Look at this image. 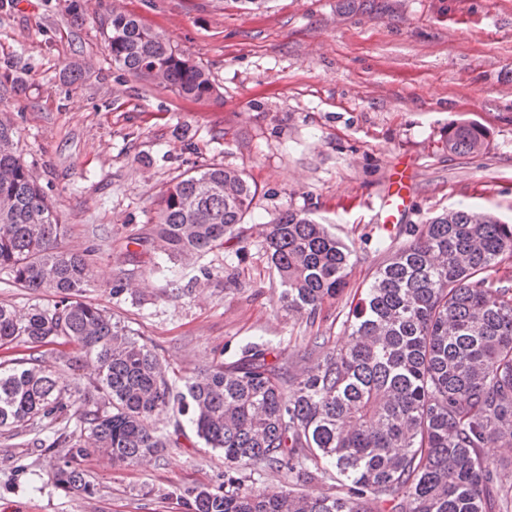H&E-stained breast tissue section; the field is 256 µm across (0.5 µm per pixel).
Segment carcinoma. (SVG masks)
<instances>
[{
  "label": "carcinoma",
  "instance_id": "cac0c4a2",
  "mask_svg": "<svg viewBox=\"0 0 512 512\" xmlns=\"http://www.w3.org/2000/svg\"><path fill=\"white\" fill-rule=\"evenodd\" d=\"M106 43L112 62L135 78L194 100H219L203 63L136 16L112 7ZM487 132L448 129V152L474 154ZM20 135L0 119V272L17 288L52 299L27 309L0 302V435L45 431L30 443L65 448L48 480L68 492L89 484L77 459L143 463L186 435L155 426L163 413L186 418L197 439L224 453V491L183 490L189 512H508L512 469L484 448L512 446V288L487 272L512 264V224L451 209L406 230L352 308L351 340L328 347L293 372L250 344L175 386L167 364L112 314L84 300L95 285L90 252L64 245L68 225L19 151ZM257 185L222 163L186 171L156 201L146 241L161 254L153 272L171 280L237 240ZM265 252L288 309L315 319L347 287L351 250L305 212L265 225ZM72 346L61 368L42 348ZM92 377L82 383L83 371ZM78 394L80 405L69 409ZM276 472L288 488L255 489ZM333 482L336 493L300 487Z\"/></svg>",
  "mask_w": 512,
  "mask_h": 512
}]
</instances>
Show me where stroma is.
<instances>
[{
  "mask_svg": "<svg viewBox=\"0 0 512 512\" xmlns=\"http://www.w3.org/2000/svg\"><path fill=\"white\" fill-rule=\"evenodd\" d=\"M122 9L207 66L222 99L192 100L113 64L98 0H0V113L69 226L91 249L87 301L153 346L175 378L238 358L248 343L301 365L317 343L344 345L355 289L383 260L377 203L391 164L414 177L406 221L468 208L512 224V0H119ZM475 123L481 152L448 151V129ZM211 163L258 187L237 227L243 249L153 274L143 244L155 200ZM308 212L352 250L349 286L315 319L288 310L261 227ZM58 460L0 436V512H186L175 493L224 486V455L168 448L122 469L91 456L92 490L47 483Z\"/></svg>",
  "mask_w": 512,
  "mask_h": 512,
  "instance_id": "1",
  "label": "stroma"
}]
</instances>
